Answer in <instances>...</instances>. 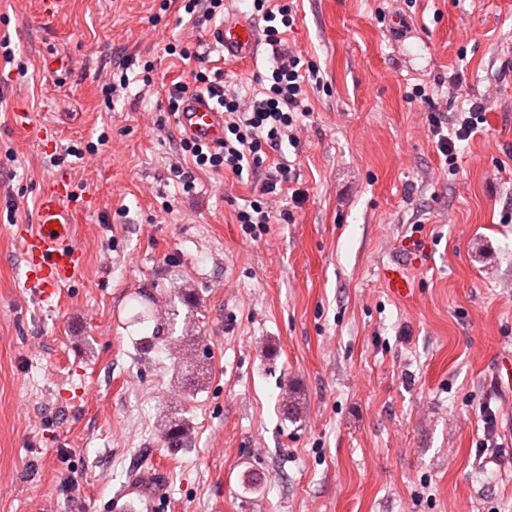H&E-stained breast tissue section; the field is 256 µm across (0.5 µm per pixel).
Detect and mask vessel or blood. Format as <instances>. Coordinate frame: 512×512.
I'll return each mask as SVG.
<instances>
[{"instance_id":"vessel-or-blood-1","label":"vessel or blood","mask_w":512,"mask_h":512,"mask_svg":"<svg viewBox=\"0 0 512 512\" xmlns=\"http://www.w3.org/2000/svg\"><path fill=\"white\" fill-rule=\"evenodd\" d=\"M209 40L225 58L235 61L254 57L261 43L258 26L236 12L225 15L223 22L211 31ZM13 123L38 141L48 137L47 129L40 126L31 113L15 112ZM176 124L182 136L190 140L215 145L224 138V114L208 95L202 93L183 97ZM74 197L75 189L70 178L56 175L38 198L34 228L19 233L23 240L25 285L36 289L46 301L52 298L57 288L78 278L85 269L84 256L74 243L79 217ZM426 255L420 245L411 242L401 245L381 273L391 293L402 298L410 295L412 288L406 270L422 265Z\"/></svg>"}]
</instances>
